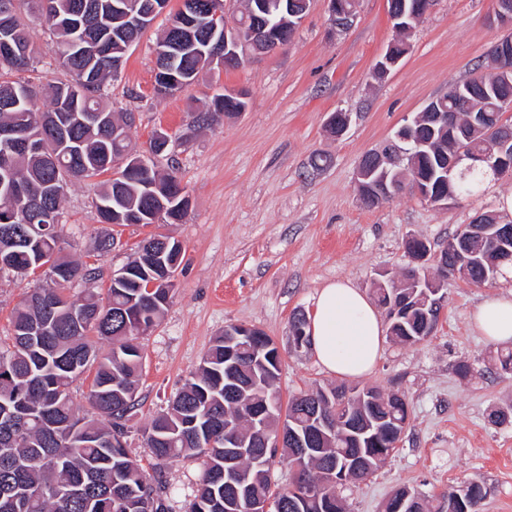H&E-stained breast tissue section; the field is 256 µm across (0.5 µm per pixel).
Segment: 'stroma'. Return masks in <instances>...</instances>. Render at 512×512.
I'll return each instance as SVG.
<instances>
[{
    "label": "stroma",
    "mask_w": 512,
    "mask_h": 512,
    "mask_svg": "<svg viewBox=\"0 0 512 512\" xmlns=\"http://www.w3.org/2000/svg\"><path fill=\"white\" fill-rule=\"evenodd\" d=\"M494 0H435L409 38L411 48L384 80L375 64L394 33L387 0H359L354 24L330 33L324 0H310L308 13L285 48L217 69L166 99L152 95L153 46L166 23L158 17L128 50L109 88L112 108L133 113L128 134L143 151L152 133L167 128L174 143L157 157L175 167L190 200L183 223L123 226L99 223L94 182H80L63 204L64 251L83 261L95 238L112 234L111 252L96 264L99 277L84 289L101 290L149 234L174 237L184 249L161 322L144 335L139 406L128 439L145 469L154 460L139 432L165 408L191 377L215 336L226 325L262 329L281 357L276 382L282 400L316 387L337 385L312 350H294L290 324L310 313L318 289L347 280L371 292L380 272L400 274L411 237L440 250L455 230L480 213L499 211L512 195V176L493 180L478 197L441 209L411 191L376 208L362 204L355 180L361 156L388 140L426 103L450 85L470 78L485 63L505 30L494 19ZM34 64L25 77L33 86L67 80L55 62L56 45L44 20L25 15ZM247 95V109L207 129L187 126L189 111L224 89ZM352 115L343 137L325 127L330 113ZM327 156L313 167L314 155ZM32 278L0 272V342L7 341L14 307ZM512 288L499 275L476 286L449 278L438 326L414 345L385 341L367 385L404 393L410 420L397 447L366 480L341 489L346 512H384L388 498L407 487L438 508L449 487L480 482L482 512H512V422L498 424L494 410L512 405V374L501 371L502 345L480 336L470 317L483 300ZM473 374L457 376L458 362ZM204 464L197 457L165 465L171 512H184Z\"/></svg>",
    "instance_id": "1"
}]
</instances>
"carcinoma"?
<instances>
[{
	"instance_id": "obj_1",
	"label": "carcinoma",
	"mask_w": 512,
	"mask_h": 512,
	"mask_svg": "<svg viewBox=\"0 0 512 512\" xmlns=\"http://www.w3.org/2000/svg\"><path fill=\"white\" fill-rule=\"evenodd\" d=\"M105 0H0V34L12 32L29 44L21 10L43 17L58 44L57 64L71 79L48 82L36 89L11 75L28 70L32 56L12 55L0 49V128H17L36 138L38 150L15 155L12 172L0 183V271L31 276L47 266L52 278L30 289L15 309L10 343L0 348V512H170L160 466L181 457L204 459V472L187 512H250L252 504L272 499L279 512H345L337 497L333 472L353 475L349 458L359 457L377 469L389 456L386 433L405 428L408 405L404 396L385 395L376 387L361 389L364 400L347 402L336 396L347 387L304 392L288 402L285 425H280L281 401L275 382L280 355L267 335L241 336L231 324L215 337L200 365L171 399L142 429L144 445L158 469L149 474L127 449L129 422L138 406V380L143 370L145 332L159 324L172 288L148 289L173 257L183 255L182 245L167 236L152 235L137 246L136 256L123 266L124 277L111 280L102 292L79 298L69 295L79 281L96 278V268L62 254L64 224L46 217L62 215L69 189L80 182L107 176L99 182L96 213L102 224H165L182 222L187 210L185 187L175 173L161 175L155 165L126 171L115 165L131 149L128 130L132 114L118 115L105 103L109 81L117 77L128 39L138 37L155 19L116 35L100 38L112 26V12H98ZM140 18L151 0H113ZM194 13L177 11L157 41L164 46L178 30L193 23ZM224 57V43L206 36L197 47L156 57L159 76L165 78L166 95L198 82L209 72L205 59ZM50 107H39L41 97ZM471 100L470 109L453 119L460 133L445 123L423 121L414 125L416 139L428 143L395 166L387 181L385 203L400 193L405 183L419 179L435 201L446 193L459 198L481 195L486 185L504 175L484 164L462 167L452 181L442 173L448 155L464 147L475 154H497L502 143L489 140L483 129L499 126L512 110V85L504 86L490 69L480 77L448 88L441 111L456 107L460 97ZM189 126H213L224 118V95L217 94L203 110L188 114ZM448 265L472 284L485 282L490 266L502 270L512 265V255L497 253L489 241L473 238L467 251L441 250ZM410 272L375 290L386 314L390 337L415 344L425 314L431 306L409 303L394 310L400 297H420L405 287ZM108 344L106 350L96 340ZM95 375L87 394L91 416L75 408L71 385L90 369ZM322 413L365 430L361 439L347 435L315 436L305 453L294 443L290 430L299 426L313 431ZM260 415L269 432L284 427L283 447L266 448L262 438L249 432L252 416ZM239 428L236 483H224V421ZM300 469V478L274 491L270 461L276 455ZM316 487L301 497V482ZM485 498L481 483L448 489L447 512H481Z\"/></svg>"
}]
</instances>
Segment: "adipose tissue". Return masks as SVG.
I'll use <instances>...</instances> for the list:
<instances>
[{
    "label": "adipose tissue",
    "instance_id": "ef3b65f1",
    "mask_svg": "<svg viewBox=\"0 0 512 512\" xmlns=\"http://www.w3.org/2000/svg\"><path fill=\"white\" fill-rule=\"evenodd\" d=\"M472 322L489 341L512 343V291L477 306ZM307 332L324 371L341 379L368 374L383 352L379 313L366 293L348 281L329 282L320 288Z\"/></svg>",
    "mask_w": 512,
    "mask_h": 512
}]
</instances>
